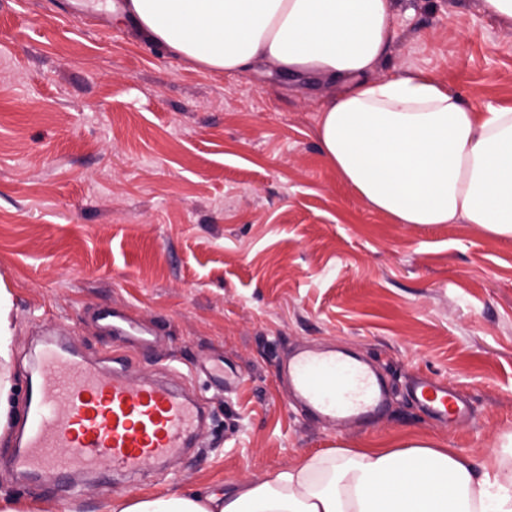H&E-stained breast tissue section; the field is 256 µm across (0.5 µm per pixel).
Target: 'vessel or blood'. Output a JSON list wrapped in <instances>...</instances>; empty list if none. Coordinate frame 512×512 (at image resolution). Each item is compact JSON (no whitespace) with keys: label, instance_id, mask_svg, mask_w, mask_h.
Wrapping results in <instances>:
<instances>
[{"label":"vessel or blood","instance_id":"b4317fda","mask_svg":"<svg viewBox=\"0 0 512 512\" xmlns=\"http://www.w3.org/2000/svg\"><path fill=\"white\" fill-rule=\"evenodd\" d=\"M37 370L27 435L10 464L49 483L65 472L96 471L105 459L114 469L137 475L182 455L205 423L204 405L170 383L131 382V364L123 356L99 368L50 344L41 351ZM286 374L298 401L330 422L370 419L387 400L375 371L340 350L302 351L289 360ZM410 396L437 422L451 423L467 413L438 381L416 380Z\"/></svg>","mask_w":512,"mask_h":512}]
</instances>
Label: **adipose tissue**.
Instances as JSON below:
<instances>
[{
  "mask_svg": "<svg viewBox=\"0 0 512 512\" xmlns=\"http://www.w3.org/2000/svg\"><path fill=\"white\" fill-rule=\"evenodd\" d=\"M395 0H122L144 41L211 72L271 62L338 85L327 161L397 224H473L512 240V106L468 104L424 73L375 79ZM512 432L482 463L432 442L339 448L221 493L118 494L103 512H512Z\"/></svg>",
  "mask_w": 512,
  "mask_h": 512,
  "instance_id": "obj_1",
  "label": "adipose tissue"
}]
</instances>
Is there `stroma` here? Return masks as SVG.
I'll return each instance as SVG.
<instances>
[{"instance_id":"35a3bbf8","label":"stroma","mask_w":512,"mask_h":512,"mask_svg":"<svg viewBox=\"0 0 512 512\" xmlns=\"http://www.w3.org/2000/svg\"><path fill=\"white\" fill-rule=\"evenodd\" d=\"M113 0H0V285L12 295L0 365L20 412L45 339L87 360L126 355L210 407L204 449L137 481L102 467L58 495L0 443V493L34 512H98L117 493L220 492L335 448L431 439L483 461L512 431V240L471 224H396L337 175L318 138L336 85L268 63L194 69L112 21ZM375 76L422 71L465 100L512 105V23L481 0H395ZM157 330L125 346L97 322ZM375 358L393 385L376 418L330 425L278 377L296 349ZM217 362L240 376L221 391ZM470 411L450 424L405 396L417 375Z\"/></svg>"}]
</instances>
